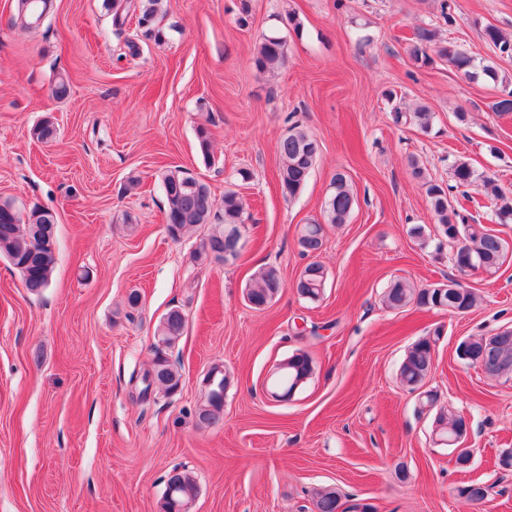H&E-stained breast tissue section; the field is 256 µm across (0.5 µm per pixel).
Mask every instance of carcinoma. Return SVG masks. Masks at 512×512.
Returning a JSON list of instances; mask_svg holds the SVG:
<instances>
[{
	"label": "carcinoma",
	"instance_id": "obj_1",
	"mask_svg": "<svg viewBox=\"0 0 512 512\" xmlns=\"http://www.w3.org/2000/svg\"><path fill=\"white\" fill-rule=\"evenodd\" d=\"M20 24L27 28L37 26L48 13L51 0H43L41 12H36L33 0H17ZM128 7L138 13L137 23L145 35L159 41L163 37L160 26L163 13V0H139L129 2ZM486 42L502 55L512 56V38L504 35L495 26H488L483 31ZM440 60L464 72L469 78L481 75L501 83L503 91L512 92V79L501 78L497 70L488 64H479L454 41L441 38L439 30L432 26H419L414 29L413 37L408 43L407 52L411 59L420 65L431 63L428 49ZM287 56L283 38L265 36L258 43L254 54V63L258 71L272 73L283 67ZM407 119L422 130L429 129L433 113L422 105L412 112L394 110L395 122ZM280 157L278 179L284 197H294L304 186L314 168L319 153L317 141L306 131L297 126L290 128L278 142ZM455 188H467L477 180L475 170L465 161L453 165ZM166 209L164 211L167 232L171 238L179 240L204 224L219 221L213 230L201 242L200 250L194 259L225 262L238 256V252L224 251L229 244V237L240 234V225L245 223L244 207L237 192L227 190L221 203H216L210 188L190 172L180 169H168L160 177ZM426 196L438 224L440 235L448 245L454 248V263L461 268L464 263L462 252L472 253L476 262L487 272L495 271L503 263L509 252V244L492 230L480 224H469L449 202L445 189L423 181ZM492 213L499 224L512 223V195L499 189H490ZM355 197L346 175L338 172L329 184V195L323 208V222L314 221L305 224L300 230L299 246L303 254L314 256L321 251L324 243L323 224L347 223ZM37 225L48 231V237L54 238V216L45 209L34 208L23 216L11 208V202H0V257L5 258L21 275L24 288L32 295L41 294L49 287L56 264L55 242L36 247L29 232V226ZM326 282L324 267L318 262L309 263L296 281L297 294L310 302L320 300ZM284 288L280 271L275 266L259 268L246 289V298L255 308L268 305ZM479 302V296L473 289L456 288L440 292L434 288L419 287L408 280L395 279L383 294V303L388 309L398 310L409 305L418 308L445 310L450 314L463 315L472 311ZM186 325L185 314L174 308L159 322L155 335L157 339L156 356L153 366L142 378L143 387L138 399L146 402L150 399L153 388L158 386L168 394L180 386L181 374L160 346H172L182 336ZM499 339V356L487 360L486 369L490 376L512 374V328L505 327L496 333ZM437 339L424 337L415 341L406 351L400 363L398 376L400 382L415 389L422 385L434 367ZM313 374L311 357L298 351L277 365L271 378L270 394L276 398L291 397ZM230 374L214 364L202 379L204 393L199 408L198 418L201 422L212 425L219 422L224 409V392L229 384ZM464 425L463 415L454 407L440 409L435 417V429L432 434L451 443ZM457 494L473 504H482L488 498V487L477 480H471L456 488ZM197 486L193 477L178 469L168 474L164 496V512H173L170 501L186 503L194 499ZM312 501L315 512H346L340 493L332 487H320L313 491Z\"/></svg>",
	"mask_w": 512,
	"mask_h": 512
}]
</instances>
